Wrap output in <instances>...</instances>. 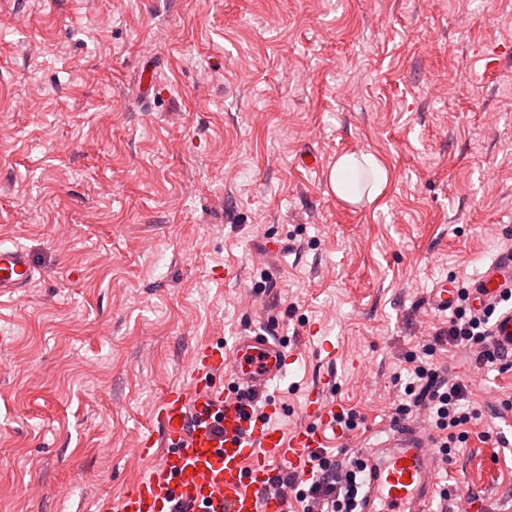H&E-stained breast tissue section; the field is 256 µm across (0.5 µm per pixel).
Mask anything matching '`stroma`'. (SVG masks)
I'll return each instance as SVG.
<instances>
[{"label": "stroma", "instance_id": "1", "mask_svg": "<svg viewBox=\"0 0 512 512\" xmlns=\"http://www.w3.org/2000/svg\"><path fill=\"white\" fill-rule=\"evenodd\" d=\"M361 153L387 183L350 207ZM1 240L38 275L0 297V512L119 499L196 347L265 328L281 427L331 377L355 454L431 288L512 250V0H0ZM446 362L481 417L438 482L512 512V370ZM361 164L368 166L373 174L374 185L371 191L376 192L375 195L381 192L386 184V171L371 154H361L360 158L343 155L337 159L329 177L331 188L338 197L350 200L348 176L357 171Z\"/></svg>", "mask_w": 512, "mask_h": 512}]
</instances>
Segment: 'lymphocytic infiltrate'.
Masks as SVG:
<instances>
[{
  "label": "lymphocytic infiltrate",
  "instance_id": "1",
  "mask_svg": "<svg viewBox=\"0 0 512 512\" xmlns=\"http://www.w3.org/2000/svg\"><path fill=\"white\" fill-rule=\"evenodd\" d=\"M470 294L459 289L458 305L447 328L435 332L431 342L421 347V357L414 367V382L408 383L394 411L401 418L427 411L439 434L435 444L443 460H451L454 448L468 436L466 427L478 419L470 405L466 385L448 381L435 362L438 347L448 345L473 354L477 366H500L512 369V359L502 353L490 339V314L478 315L470 308ZM362 477L357 459L351 456L320 454L314 456L309 474L284 468L277 486L291 489L302 512H356Z\"/></svg>",
  "mask_w": 512,
  "mask_h": 512
}]
</instances>
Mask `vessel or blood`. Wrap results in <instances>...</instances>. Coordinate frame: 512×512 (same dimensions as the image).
Masks as SVG:
<instances>
[{
	"label": "vessel or blood",
	"instance_id": "vessel-or-blood-1",
	"mask_svg": "<svg viewBox=\"0 0 512 512\" xmlns=\"http://www.w3.org/2000/svg\"><path fill=\"white\" fill-rule=\"evenodd\" d=\"M37 268L18 246L0 245V296L25 291ZM512 290V257L490 264L473 289L475 311L497 307L491 335L512 355V306H501ZM455 301L448 281L432 288L427 303L447 312ZM297 360L278 337H237L232 349L205 344L194 352L184 386L164 393L157 408L160 440L144 435L133 444L145 472L118 502L101 512H288V499L271 488L282 466L309 471L310 460L336 431L340 408L325 397L327 385L310 388L304 410L310 423L291 433L276 425L284 403L269 400L254 413L249 393L267 392ZM230 372L235 394L215 386L217 373ZM365 473L361 512H429L439 463L427 435L404 423L361 450Z\"/></svg>",
	"mask_w": 512,
	"mask_h": 512
}]
</instances>
